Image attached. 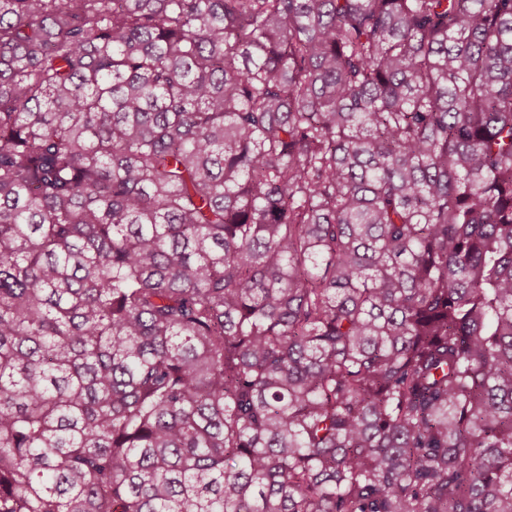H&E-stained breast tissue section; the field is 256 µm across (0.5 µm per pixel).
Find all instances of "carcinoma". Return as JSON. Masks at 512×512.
<instances>
[{"instance_id":"carcinoma-1","label":"carcinoma","mask_w":512,"mask_h":512,"mask_svg":"<svg viewBox=\"0 0 512 512\" xmlns=\"http://www.w3.org/2000/svg\"><path fill=\"white\" fill-rule=\"evenodd\" d=\"M0 512H512V0H0Z\"/></svg>"}]
</instances>
